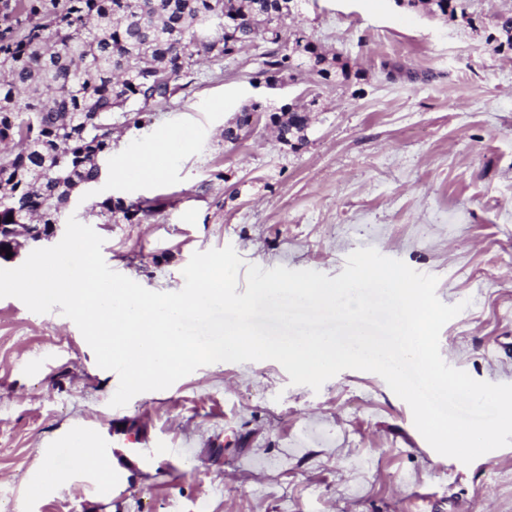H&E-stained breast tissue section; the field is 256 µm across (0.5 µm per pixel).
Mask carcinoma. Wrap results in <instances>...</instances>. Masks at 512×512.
I'll list each match as a JSON object with an SVG mask.
<instances>
[{"instance_id": "1", "label": "carcinoma", "mask_w": 512, "mask_h": 512, "mask_svg": "<svg viewBox=\"0 0 512 512\" xmlns=\"http://www.w3.org/2000/svg\"><path fill=\"white\" fill-rule=\"evenodd\" d=\"M286 0H0V225L55 224L72 195L95 184L112 152V120L134 112L148 125L184 86L202 57L231 58L242 41L265 43L257 77L332 85L358 73L301 31L285 32ZM407 7L455 17L457 0H407ZM497 48L512 49V14L496 21ZM316 100L272 110L279 140L306 142ZM155 208L107 199L109 224H134Z\"/></svg>"}]
</instances>
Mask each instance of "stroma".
<instances>
[{"label":"stroma","instance_id":"stroma-1","mask_svg":"<svg viewBox=\"0 0 512 512\" xmlns=\"http://www.w3.org/2000/svg\"><path fill=\"white\" fill-rule=\"evenodd\" d=\"M463 4L452 19L395 0H304L287 29L362 73L280 89L318 101L305 146L262 123L226 143L227 122L268 93L251 83L259 50L203 59L150 125L113 118L116 156L181 133L161 177L106 170L68 214L103 237L112 270L151 291L183 286L197 251L230 246L266 270L334 278L375 248L436 276L443 303H464L440 333L446 363L512 384V50L490 40L512 0ZM109 197L159 211L108 224ZM118 385L60 307L0 298V512H512V446L468 465L438 454L372 372L315 391L272 360L218 362L116 409ZM82 437L129 459L123 480L99 485L73 458L67 485L37 488L48 449Z\"/></svg>","mask_w":512,"mask_h":512}]
</instances>
